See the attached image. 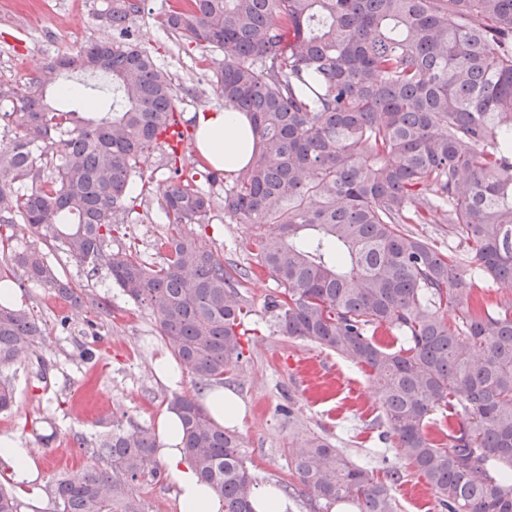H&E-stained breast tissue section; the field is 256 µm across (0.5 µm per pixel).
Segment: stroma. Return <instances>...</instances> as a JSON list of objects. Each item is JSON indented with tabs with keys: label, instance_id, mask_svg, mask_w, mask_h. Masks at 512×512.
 Listing matches in <instances>:
<instances>
[{
	"label": "stroma",
	"instance_id": "obj_1",
	"mask_svg": "<svg viewBox=\"0 0 512 512\" xmlns=\"http://www.w3.org/2000/svg\"><path fill=\"white\" fill-rule=\"evenodd\" d=\"M166 5L167 0H148L134 31L140 45L171 74L185 99L183 117L191 120L222 107L207 82L221 56L173 38L162 23ZM100 7V0H9L0 7V80L44 78L47 63L57 55L90 40L112 39L111 27L97 17ZM167 176L160 152H153L144 167L146 186L135 204L134 221L120 227L124 242L156 263L162 256L153 241L164 229L161 203ZM199 232L208 246L223 252L225 264H252L251 224L227 220L218 212ZM53 262L84 289L85 305L67 309L46 288L23 292L21 304L33 308L46 331L36 350L20 353L9 370L16 406L0 413V434H15L38 449L44 484L58 473L77 476L97 465L99 438L114 422L153 428L174 392L195 391L191 374H183L175 388L156 377L154 361L169 351L149 312L113 288L106 273H92L60 252ZM275 291L266 277L251 279L241 289L247 306L243 357L228 388L245 408L235 432L246 467L256 479L288 486L300 512H310L308 495L293 483L288 469V443L294 436L323 434L352 460L380 471L402 464L395 442L378 438L374 422L381 408L366 371L334 352L282 335L266 308ZM101 302L111 305L112 315L100 331V358L88 362L79 356L89 342L83 329ZM64 311L70 315L65 332L56 327V317ZM402 467L404 478L395 488L399 512H439L424 480L411 467Z\"/></svg>",
	"mask_w": 512,
	"mask_h": 512
}]
</instances>
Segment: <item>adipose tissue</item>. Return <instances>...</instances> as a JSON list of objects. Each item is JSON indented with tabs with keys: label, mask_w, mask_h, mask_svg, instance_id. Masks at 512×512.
Segmentation results:
<instances>
[{
	"label": "adipose tissue",
	"mask_w": 512,
	"mask_h": 512,
	"mask_svg": "<svg viewBox=\"0 0 512 512\" xmlns=\"http://www.w3.org/2000/svg\"><path fill=\"white\" fill-rule=\"evenodd\" d=\"M253 136L248 118L240 112L223 110L197 117L196 146L199 155L218 168L234 170L251 155ZM158 446L155 461L174 488L176 512H224V503L199 477L182 446L179 414L163 409L156 421ZM37 449L24 446L13 435H0V472L4 473L22 496L39 500L36 485Z\"/></svg>",
	"instance_id": "ef3b65f1"
}]
</instances>
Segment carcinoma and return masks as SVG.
I'll return each mask as SVG.
<instances>
[{"instance_id":"carcinoma-1","label":"carcinoma","mask_w":512,"mask_h":512,"mask_svg":"<svg viewBox=\"0 0 512 512\" xmlns=\"http://www.w3.org/2000/svg\"><path fill=\"white\" fill-rule=\"evenodd\" d=\"M144 12L145 0H106L99 13L119 39L49 62L63 83L80 72L110 85L107 99L79 92L83 112L52 106L39 79L0 81V105H12L3 113L12 137L0 144V227L11 230L0 231V280L79 307L82 290L48 251L105 270L155 317L200 391L224 384L243 356L239 278L265 275L277 284L268 309L284 335L367 370L381 403L379 438L397 440L440 512H512V304L480 306L471 288L481 279L512 286V0L168 5L172 35L223 56L215 91L251 125L249 162L208 176L224 180V216L255 226L254 268L244 274L187 230L209 223L216 201L184 174V150L159 139L183 97L132 38ZM155 149L173 169L157 265L112 245ZM418 224L465 249L439 248ZM380 327L404 344L378 342ZM44 332L32 310L0 304V412L15 404L3 373ZM170 405L224 512H255L239 436L192 395ZM443 410L461 419L439 443L428 428ZM155 448L149 429L112 426L100 442L105 465L52 481L56 512H145L137 486L162 481ZM288 454L319 512H398L401 467L380 478L319 433L291 440ZM22 508L0 484V512Z\"/></svg>"}]
</instances>
